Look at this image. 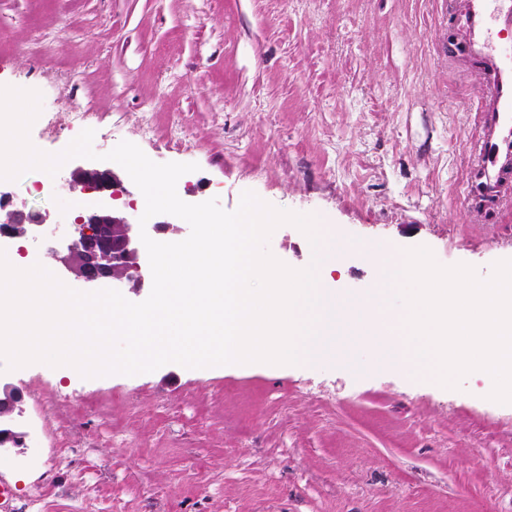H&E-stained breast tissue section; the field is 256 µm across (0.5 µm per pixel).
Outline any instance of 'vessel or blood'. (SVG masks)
Returning <instances> with one entry per match:
<instances>
[{"label": "vessel or blood", "mask_w": 512, "mask_h": 512, "mask_svg": "<svg viewBox=\"0 0 512 512\" xmlns=\"http://www.w3.org/2000/svg\"><path fill=\"white\" fill-rule=\"evenodd\" d=\"M448 21L462 30L467 59L483 76L472 165L495 204L512 169V48L498 40L512 35V0H450Z\"/></svg>", "instance_id": "vessel-or-blood-1"}]
</instances>
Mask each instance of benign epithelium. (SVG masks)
I'll return each mask as SVG.
<instances>
[{
	"instance_id": "1",
	"label": "benign epithelium",
	"mask_w": 512,
	"mask_h": 512,
	"mask_svg": "<svg viewBox=\"0 0 512 512\" xmlns=\"http://www.w3.org/2000/svg\"><path fill=\"white\" fill-rule=\"evenodd\" d=\"M118 175L108 167L79 169L67 181L68 189L95 190L101 193L99 203L89 212L74 219L73 234L62 249H49L50 258L73 270L78 279L88 286L109 285L115 289L125 282L143 279L140 263L139 224L130 221L114 208L118 199ZM45 217L39 213L12 211L0 224V233L15 238L29 232L38 233ZM6 395L0 406V449L18 446L22 435L12 429L14 416L22 413L21 396L5 386Z\"/></svg>"
}]
</instances>
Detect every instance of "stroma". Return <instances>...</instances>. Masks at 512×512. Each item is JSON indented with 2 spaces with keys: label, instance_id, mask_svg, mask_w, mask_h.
<instances>
[{
  "label": "stroma",
  "instance_id": "35a3bbf8",
  "mask_svg": "<svg viewBox=\"0 0 512 512\" xmlns=\"http://www.w3.org/2000/svg\"><path fill=\"white\" fill-rule=\"evenodd\" d=\"M459 37L447 0H0V85L41 93L43 152L91 129L99 154L197 164L187 203L233 211L251 191L343 243L424 245L486 279L512 260V207L463 215L482 80ZM92 165L0 182L46 218L9 251L47 261L82 212L66 180ZM268 249L313 260L291 224ZM377 275L350 253L328 286L361 296ZM345 358L96 378L0 360L24 435L0 452L8 512H512V404L488 378L449 389L366 346Z\"/></svg>",
  "mask_w": 512,
  "mask_h": 512
}]
</instances>
